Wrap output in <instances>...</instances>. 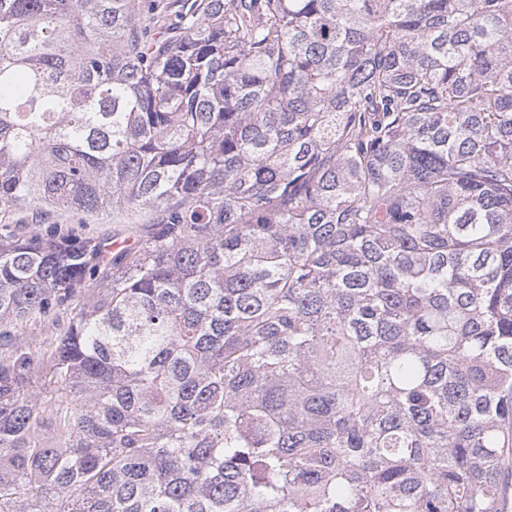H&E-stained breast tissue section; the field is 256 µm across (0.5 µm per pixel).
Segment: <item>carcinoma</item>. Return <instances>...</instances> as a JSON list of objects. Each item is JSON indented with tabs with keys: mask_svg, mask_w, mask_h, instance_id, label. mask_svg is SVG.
Listing matches in <instances>:
<instances>
[{
	"mask_svg": "<svg viewBox=\"0 0 512 512\" xmlns=\"http://www.w3.org/2000/svg\"><path fill=\"white\" fill-rule=\"evenodd\" d=\"M166 9L0 0V512H505L512 0ZM58 231L63 234L112 238L113 234L124 232L129 224H112V214L104 219L58 212L51 218ZM56 332L54 328H49L41 324L40 322L32 325H28L24 329V337L28 340L30 348L35 353H40L46 350L49 345L54 342L56 338Z\"/></svg>",
	"mask_w": 512,
	"mask_h": 512,
	"instance_id": "carcinoma-1",
	"label": "carcinoma"
}]
</instances>
